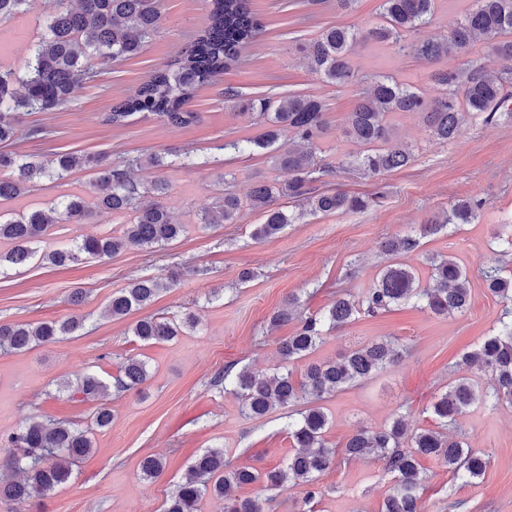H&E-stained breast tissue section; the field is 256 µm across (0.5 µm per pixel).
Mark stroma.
<instances>
[{
  "label": "stroma",
  "instance_id": "obj_1",
  "mask_svg": "<svg viewBox=\"0 0 512 512\" xmlns=\"http://www.w3.org/2000/svg\"><path fill=\"white\" fill-rule=\"evenodd\" d=\"M251 6L262 30L238 65L195 92L190 108L199 118L194 124L173 126L138 113L114 127L104 117L190 46L208 22V0H161L160 30L139 55L93 60L95 80L77 85L65 107L20 117V130H42L38 138L19 140L18 151L27 154L99 153L114 163L140 154L164 156L166 166L138 169L133 177L144 184L165 180L164 204L176 222L188 227L177 241L152 250L129 248L113 258L67 267L36 260L0 275V322L33 325L77 313L85 317L82 329L57 343L20 353L0 351V434L32 421L89 426L95 402L62 391L61 383L85 373L117 376L130 358L150 366L144 384L110 390L111 428L93 434L94 452L74 466L66 486L45 499L43 512H162L190 463L208 448L223 449L234 464L260 471L282 463L293 451L282 430L284 411L245 417L238 399L215 385V375L230 363L274 373L279 341L298 326L294 320L271 326L275 311L294 296L312 313L336 295L360 294L390 261L380 248L385 238L418 230L459 199L483 201L478 223L424 238L420 252L403 261L418 269L424 283L429 280L424 254L457 261L470 280V310L443 318L409 303L376 316L359 314L328 333L314 359L334 360L356 344L388 336L404 348L399 364L327 400L330 443L342 445L354 425L380 428L398 414L410 429L436 428L429 411L434 397L463 376L462 354L498 326L504 304L488 291L483 273L491 267L512 271V250L496 237L500 225L512 223V106L489 122L473 117L452 143L431 138L417 115H397L399 138L415 147L412 164L362 176L345 164L357 151L344 135V123L358 90L322 82L301 50L325 27L378 22L380 0H358L349 14L335 0H251ZM58 9L57 0H39L26 14L0 22V41L16 48L7 59L10 67L22 68L30 32L44 33L46 19ZM353 60L368 76L391 74L425 90L431 85L429 64L391 46L361 42ZM229 89L243 98L275 101L306 94L324 101L327 130L317 141V155L335 170L317 187L367 198L369 208L310 215L262 241L253 240L251 232L263 218L247 206L236 223H198V213L219 189L243 199L258 183L289 178L286 171L273 169L265 154L232 149V142L254 137L260 129L227 101ZM94 179L93 171L80 169L61 182L41 180L8 207L46 210L61 196L92 194ZM128 220L125 214L96 211L85 223L54 225L51 242L65 247L85 235H109ZM245 269L252 273L247 281L240 278ZM158 274L171 277L172 284L145 315L190 312L199 324L172 342L147 345L132 333L134 316L112 319L103 310L132 279ZM76 288L84 293L77 307L70 302ZM459 425L472 447L485 452V474L465 484L434 459H422L421 498L427 512H512V408L479 403L460 416ZM148 455L166 463L154 482L143 480L139 469ZM320 483L327 493L308 505L312 512H377L391 485L381 463L371 459L338 466ZM457 500L463 501L462 510H455Z\"/></svg>",
  "mask_w": 512,
  "mask_h": 512
}]
</instances>
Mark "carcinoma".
I'll list each match as a JSON object with an SVG mask.
<instances>
[{
    "label": "carcinoma",
    "mask_w": 512,
    "mask_h": 512,
    "mask_svg": "<svg viewBox=\"0 0 512 512\" xmlns=\"http://www.w3.org/2000/svg\"><path fill=\"white\" fill-rule=\"evenodd\" d=\"M438 0H381L380 22L368 27L331 26L305 49L310 69L321 80L336 86H359L365 82L353 61L355 45L372 41L392 45L398 51L413 52L434 66L430 75L436 94L397 81L392 76L377 75L372 84L360 90L354 109L345 121V135L361 148L351 156V163L364 174L379 175L408 166L414 149L397 138L393 118L400 112L420 117L432 135L442 142H452L463 133L469 119L482 115L488 121L503 106L512 84V0H464L456 26L441 41L416 40L414 35L428 25ZM30 0H0V21L29 9ZM160 21L159 0H79V8L63 7L47 23L46 33L31 45L24 70L0 74V143L19 133L22 112H55L70 100L78 82H91L96 71L91 58L102 61L126 60L137 56L155 35ZM261 23L250 0H210L209 23L198 31L189 50L179 54L163 68L154 71L130 97L108 113L105 121L122 126L136 113H148L175 125H188L198 115L186 108L197 87L234 67L242 50L257 37ZM478 44L491 51L492 57L468 58L456 68L440 65L451 51L467 55ZM227 99L242 114L264 128L247 145L266 150L283 132L290 133V144L270 156L274 167L288 172L283 184L261 183L247 199L251 209L262 214L251 238L263 240L277 236L288 225L299 223L301 211H285L275 205L279 197L307 201L314 214L361 211L368 202L345 192L315 193L313 183L332 171V166L317 157L316 140L325 133V105L312 95H290L281 100L241 99L230 91ZM159 167L157 155L138 156L118 164L106 162L96 153H55L34 158L17 152H0V204L14 199L37 180L61 181L76 169L96 170L99 192L88 201L79 195H66L50 211H0V242L9 245L0 252V273L9 266H22L39 258L54 266H63L87 258H111L136 247L153 249L177 240L185 225L173 221L161 199L168 185L160 180L141 188L130 172L144 165ZM243 202L226 192L199 214L201 224H233ZM484 206L481 200H460L448 208L440 221L423 224L418 234L390 238L382 250L391 257L415 252L421 239L435 235L450 225L471 224ZM111 213L131 214L130 223L110 237L90 236L69 248L50 247L55 224H82L91 208ZM434 285L423 286L413 267L393 262L383 267L373 285L358 297L338 295L323 312L299 310L292 298L289 308L271 318L276 326L292 319L298 321L295 333L278 344L282 371L272 377L246 367L231 364L216 376L215 382L236 394L242 412L250 418H262L277 409H290L284 429L293 441L295 452L284 463L266 471L245 466L233 467L224 457V449L204 450L188 468L184 479L167 499L164 512H199L201 501L210 497L224 502V512H276L274 491L291 482L305 488L304 503L324 495L319 483L328 470L343 463L374 458L392 477V486L378 512H424L420 489L426 474L420 458H433L448 467L466 483L481 478L486 469V455L474 448L464 434L453 435L458 418L479 401L492 406H512V321L485 337L472 351L465 353L461 365L473 367L489 376L488 387L461 376L434 397L430 411L437 421L435 429L409 430L404 416L396 415L389 425L370 430L355 428L341 450L328 441L330 419L321 402L347 386L369 380L402 358L398 344L389 338L374 340L351 349L327 362H309L300 379H295L290 365L305 360L316 350L328 332L344 326L360 312L377 315L395 306L414 302L438 316L466 312L471 304V287L464 268L442 255H426ZM491 294L512 302V275L501 270L484 272ZM170 288L164 276H144L112 295L107 312L122 319L150 306ZM84 317L75 315L63 321L36 325L0 323V349L23 352L36 345L54 343L82 328ZM197 318L186 313L163 318L146 316L132 327L134 336L145 344L170 341L185 329H194ZM118 387L129 390L150 377L144 360H128L120 366ZM110 386L104 378L87 373L61 390L85 398H95ZM112 426V411L99 406L92 426L80 428L74 423L23 425L0 435V470L21 475L19 479L0 478V505L9 512L35 502L66 484L72 467L93 452L92 431ZM165 463L159 457L146 456L140 462L145 480L153 482L163 474ZM255 488L244 496L241 490Z\"/></svg>",
    "instance_id": "cac0c4a2"
}]
</instances>
